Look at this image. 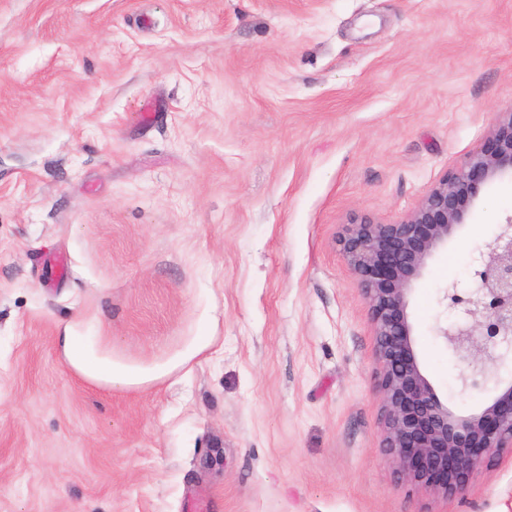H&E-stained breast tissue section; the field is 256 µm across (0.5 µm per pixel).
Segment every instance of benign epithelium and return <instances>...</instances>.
<instances>
[{
  "label": "benign epithelium",
  "mask_w": 512,
  "mask_h": 512,
  "mask_svg": "<svg viewBox=\"0 0 512 512\" xmlns=\"http://www.w3.org/2000/svg\"><path fill=\"white\" fill-rule=\"evenodd\" d=\"M512 175V111L484 147L445 177L403 221L377 224L362 216L338 239L340 252L368 303L378 366L383 448L398 478L445 498L465 491L483 459L512 454V382L476 413L457 415L421 372L407 313L414 282L429 260L466 223L480 187ZM475 287L448 285L446 325L436 326L461 364L463 389H479L512 358V216L472 258Z\"/></svg>",
  "instance_id": "1"
}]
</instances>
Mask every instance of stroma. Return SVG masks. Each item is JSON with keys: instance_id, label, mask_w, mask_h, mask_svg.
<instances>
[{"instance_id": "stroma-1", "label": "stroma", "mask_w": 512, "mask_h": 512, "mask_svg": "<svg viewBox=\"0 0 512 512\" xmlns=\"http://www.w3.org/2000/svg\"><path fill=\"white\" fill-rule=\"evenodd\" d=\"M512 110V0H0V512H501L382 446L369 306L337 246L395 224ZM512 178L414 283L435 333ZM126 374L92 378L64 332Z\"/></svg>"}]
</instances>
